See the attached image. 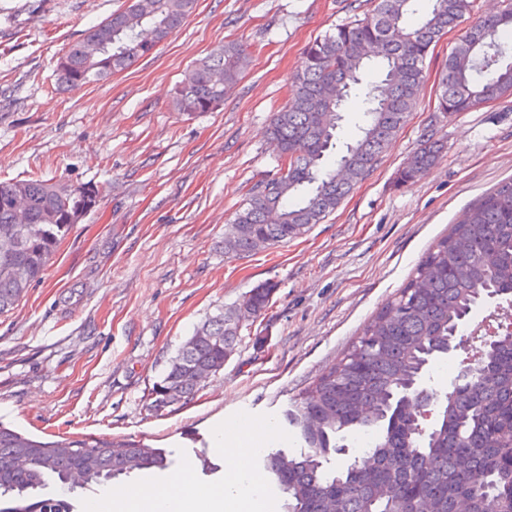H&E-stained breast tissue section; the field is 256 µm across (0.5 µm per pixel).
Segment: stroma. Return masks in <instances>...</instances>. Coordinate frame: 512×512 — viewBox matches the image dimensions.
Here are the masks:
<instances>
[{
  "mask_svg": "<svg viewBox=\"0 0 512 512\" xmlns=\"http://www.w3.org/2000/svg\"><path fill=\"white\" fill-rule=\"evenodd\" d=\"M122 0H0V180L43 176L90 185L97 206L75 225L43 278L0 316V423L48 441L78 436L145 444L168 469L112 480L139 487L182 475L194 512L227 479L223 433L268 430L338 363L365 324L403 288L425 253L469 209L512 179V97L471 112H437L435 87L461 36L426 61L420 104L374 170L323 223L234 259L219 247L247 189L278 173L268 139L315 38L354 19L357 0H198L153 54L104 81L58 90L69 44ZM251 62L214 112L175 111V87L226 43ZM438 164L403 183L427 135ZM276 286L219 374L161 415L146 396L194 327L252 288Z\"/></svg>",
  "mask_w": 512,
  "mask_h": 512,
  "instance_id": "35a3bbf8",
  "label": "stroma"
}]
</instances>
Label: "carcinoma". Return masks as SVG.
<instances>
[{"mask_svg": "<svg viewBox=\"0 0 512 512\" xmlns=\"http://www.w3.org/2000/svg\"><path fill=\"white\" fill-rule=\"evenodd\" d=\"M198 0H123V5L62 53L57 86L79 89L125 70L176 34ZM370 0L361 18L314 40L287 103L273 114L269 136L288 173L257 180L232 223L227 257L286 243L336 211L373 170L419 102L431 46L473 11L472 0ZM512 8L474 21L448 54L436 88L437 110L453 115L512 95ZM249 65L229 43L184 74L175 98L188 115L224 103ZM359 106L357 133L340 142L344 112ZM440 139L426 141L399 172L404 183L438 162ZM30 202L25 223L10 202ZM90 186L41 177L0 181V314L12 310L41 278L58 245L96 207ZM275 285L243 297L265 313ZM493 293L512 305V180L478 201L418 264L409 282L364 328L358 340L294 399L283 426L291 449L258 454L263 481L283 497V512H512V339L480 348L482 366L461 365L448 391L425 390L433 422L404 405L398 392L441 355L461 318ZM233 311L197 325L148 393L152 412L193 399L198 371L216 374L242 341ZM375 431L374 444L347 461L336 456L349 438ZM161 451L85 437L44 442L0 424V512H72L53 497L36 498L48 481L66 485L80 472L102 485L145 470H165Z\"/></svg>", "mask_w": 512, "mask_h": 512, "instance_id": "carcinoma-1", "label": "carcinoma"}]
</instances>
